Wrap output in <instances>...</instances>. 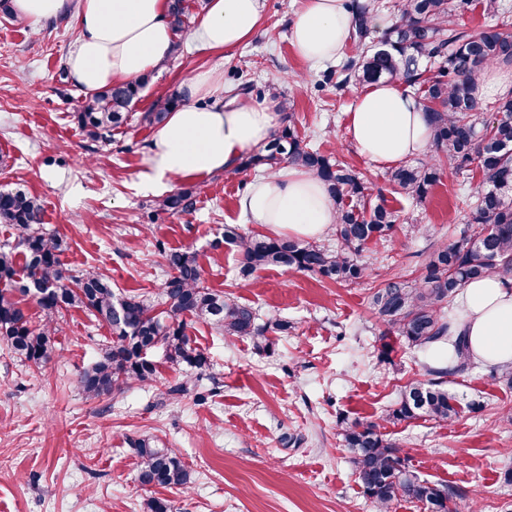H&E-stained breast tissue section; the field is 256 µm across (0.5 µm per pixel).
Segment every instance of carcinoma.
Returning <instances> with one entry per match:
<instances>
[{"label": "carcinoma", "mask_w": 512, "mask_h": 512, "mask_svg": "<svg viewBox=\"0 0 512 512\" xmlns=\"http://www.w3.org/2000/svg\"><path fill=\"white\" fill-rule=\"evenodd\" d=\"M474 0H391L393 26L378 40L370 38L380 0H351L354 16L349 36L354 54L340 69L325 75V83L341 91L351 86L387 80L413 89V96L429 113L432 140L430 157L417 165L404 164L388 174L387 181L400 194L421 203L439 180L443 162L463 169L471 164L482 180L475 188L467 230L459 239L425 259L412 280L394 278L370 295V306L386 325L385 334L429 349L452 342L458 363L453 367H427L426 380L405 386L386 417L411 421L426 417L448 422L460 413V403L444 387L445 378L471 365L464 337L449 336L454 317L446 313L458 291L469 281L497 276L512 285V96L492 102L475 94L477 74L491 65H512V32L489 26L469 31L459 22ZM169 24L178 32L191 29L184 0H171ZM434 69L426 75L422 66ZM340 80L333 81L334 76ZM146 79L112 86L82 97L79 124L93 139L107 141L112 130L130 119ZM178 98L159 101L142 120L160 123ZM263 151L242 159L239 173L276 171L288 163L319 176L333 201L336 222L331 233L336 247L316 241L263 234H243L224 227V242L239 255V273L247 279L269 266L310 272L340 283H357L367 277L363 252L372 240L391 236L395 211L382 189L362 174L326 152L310 146L296 129L293 115ZM193 206L192 192L166 195L157 202L160 212L185 211ZM39 197L21 188L0 189V224L16 234L14 248L0 249V339L26 360L39 365L51 354L57 314L83 308L112 331L110 345L86 369L78 384L98 397L134 384L155 381L153 349L164 359L206 371L207 357L187 334L186 317L211 323L226 336L248 337L256 348L267 346L268 333L285 332L288 323L261 321L252 307L229 294H218L204 285L203 269L196 255L174 251L167 262L174 274L164 283L159 299L131 296L117 305L107 277L98 271L79 276L69 273L62 260V240L45 231ZM33 299L46 317L41 328L32 326L23 310ZM340 435L351 453L354 474L365 495L388 512L405 497L428 512H452L449 503L457 493L443 485L420 479L406 467L400 450L384 437L374 422L341 427ZM139 458V479L145 486L184 487L189 473L169 448H156L145 439L132 442Z\"/></svg>", "instance_id": "cac0c4a2"}]
</instances>
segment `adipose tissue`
I'll return each mask as SVG.
<instances>
[{"label": "adipose tissue", "instance_id": "1", "mask_svg": "<svg viewBox=\"0 0 512 512\" xmlns=\"http://www.w3.org/2000/svg\"><path fill=\"white\" fill-rule=\"evenodd\" d=\"M264 7V0H209L191 41L200 50L234 53L262 23ZM12 8L36 30L59 18L77 26L66 66L73 84L87 94L138 80L163 61L174 38L167 0H12ZM352 20L344 0H303L292 29L296 55L312 64L336 58ZM179 93L181 104L170 109L146 153L141 176L150 186L232 171L276 131L279 102L225 103L224 79L217 70L193 72ZM346 131L355 150L379 168L431 148L422 105L382 80L359 94L347 114ZM241 208L251 223L296 238L320 237L335 221L324 183L292 165L253 182ZM457 324L475 362H512V288L498 277L464 284Z\"/></svg>", "mask_w": 512, "mask_h": 512}]
</instances>
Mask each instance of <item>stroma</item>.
<instances>
[{
    "mask_svg": "<svg viewBox=\"0 0 512 512\" xmlns=\"http://www.w3.org/2000/svg\"><path fill=\"white\" fill-rule=\"evenodd\" d=\"M300 3L266 0L263 25L229 57L195 49L176 33L174 52L149 73L128 125L107 142L81 127L82 93L62 75L74 24L53 21L35 32L0 13V154L7 159L0 186L42 200L44 227L62 239L70 273L94 269L117 297H154L168 272L166 254L187 249L205 286L290 325L288 333H270L260 350L190 321L187 333L209 370L171 365L158 350L156 385L97 398L77 380L112 334L88 311L57 317L55 346L41 366L0 342V512H143L151 497L172 501L177 512H378L353 474L339 434L344 422L378 423L410 470L458 489L455 512H512V426L501 420L512 411V387L474 364L447 380L463 407L458 418L385 421L403 387L446 358L384 335L368 301L371 289L413 279L428 254L460 237L481 175L443 164L421 205L386 188L384 171L348 142L345 118L359 88L323 85V67L294 51ZM200 68L218 70L225 90L242 88L252 102H288L313 146L385 187L399 220L391 239L368 245L366 280L341 285L280 268L242 279L236 251L212 244L228 224L261 230L240 210L243 175L174 179L163 191L143 184L155 127L141 117ZM187 187L192 209L157 212L162 193ZM186 378L193 381L187 394L162 399L166 387ZM137 439L174 450L190 472L188 486H141L131 446Z\"/></svg>",
    "mask_w": 512,
    "mask_h": 512,
    "instance_id": "obj_1",
    "label": "stroma"
}]
</instances>
